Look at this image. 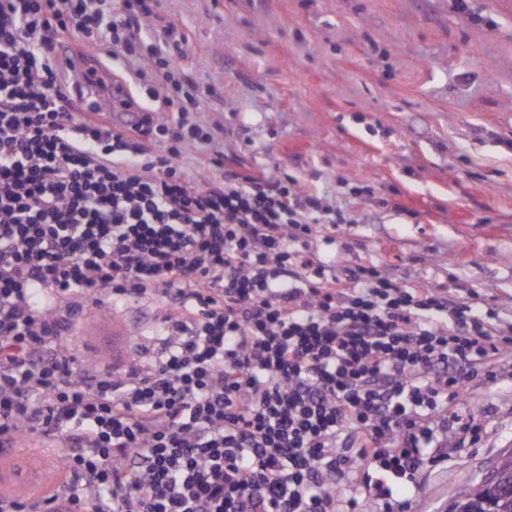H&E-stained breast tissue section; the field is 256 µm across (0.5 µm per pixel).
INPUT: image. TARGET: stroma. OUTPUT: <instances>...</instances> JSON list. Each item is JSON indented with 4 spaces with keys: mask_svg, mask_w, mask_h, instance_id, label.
<instances>
[{
    "mask_svg": "<svg viewBox=\"0 0 512 512\" xmlns=\"http://www.w3.org/2000/svg\"><path fill=\"white\" fill-rule=\"evenodd\" d=\"M189 39L176 69L194 78V120L223 167L291 177L300 193L351 216L327 257L375 263L412 288L495 308L512 321V0H161ZM150 298L86 304L77 352L114 366L152 349ZM483 425L433 469L412 512H448L464 485L512 454V366L463 404ZM53 482L55 453H0V491L20 492L13 463Z\"/></svg>",
    "mask_w": 512,
    "mask_h": 512,
    "instance_id": "obj_1",
    "label": "stroma"
}]
</instances>
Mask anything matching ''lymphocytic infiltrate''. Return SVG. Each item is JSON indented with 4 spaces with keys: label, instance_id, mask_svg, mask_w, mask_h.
Returning a JSON list of instances; mask_svg holds the SVG:
<instances>
[{
    "label": "lymphocytic infiltrate",
    "instance_id": "f902f5d3",
    "mask_svg": "<svg viewBox=\"0 0 512 512\" xmlns=\"http://www.w3.org/2000/svg\"><path fill=\"white\" fill-rule=\"evenodd\" d=\"M153 0H0V451L61 450L50 489L0 512H336L342 491L409 512L512 336L494 309L323 259L347 218L289 181L181 165L197 87L125 131L86 119L60 38L138 61L188 39ZM154 294L162 347L116 368L74 353L85 303Z\"/></svg>",
    "mask_w": 512,
    "mask_h": 512
}]
</instances>
